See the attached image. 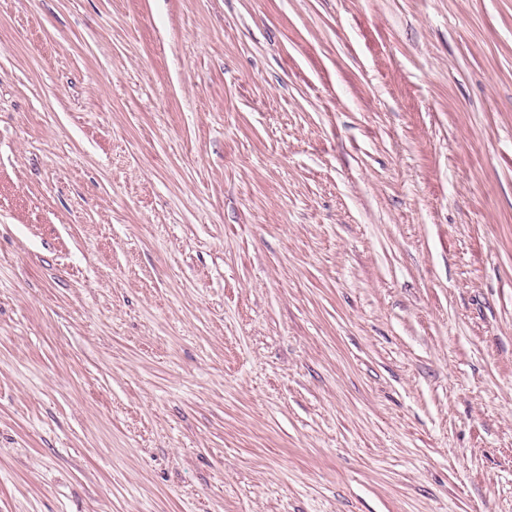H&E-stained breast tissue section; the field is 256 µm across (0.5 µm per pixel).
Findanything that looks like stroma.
Masks as SVG:
<instances>
[{
  "label": "stroma",
  "instance_id": "stroma-1",
  "mask_svg": "<svg viewBox=\"0 0 512 512\" xmlns=\"http://www.w3.org/2000/svg\"><path fill=\"white\" fill-rule=\"evenodd\" d=\"M0 512H512V0H0Z\"/></svg>",
  "mask_w": 512,
  "mask_h": 512
}]
</instances>
